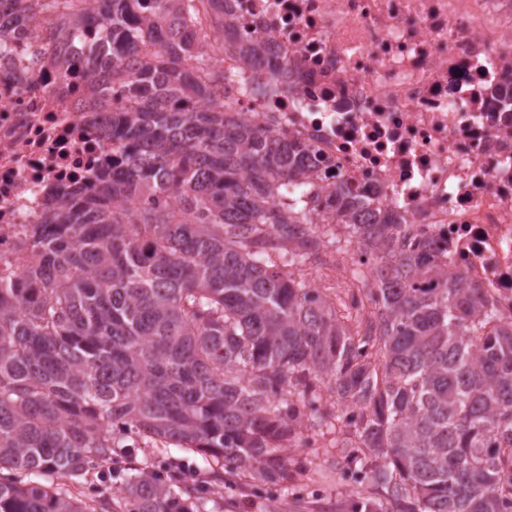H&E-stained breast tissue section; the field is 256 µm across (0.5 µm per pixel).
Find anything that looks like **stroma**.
<instances>
[{
	"label": "stroma",
	"instance_id": "obj_1",
	"mask_svg": "<svg viewBox=\"0 0 512 512\" xmlns=\"http://www.w3.org/2000/svg\"><path fill=\"white\" fill-rule=\"evenodd\" d=\"M337 453L332 434L318 436L314 447L290 449V461L304 462L305 467L285 491L223 484L209 473L201 456L176 448H138L132 456L118 460L116 466L157 472L170 462H184L196 471L198 483L208 487L210 499L221 512H361L362 505L371 502L373 496L367 485L355 483L343 464L337 463Z\"/></svg>",
	"mask_w": 512,
	"mask_h": 512
}]
</instances>
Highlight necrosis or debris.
I'll list each match as a JSON object with an SVG mask.
<instances>
[{"label": "necrosis or debris", "mask_w": 512, "mask_h": 512, "mask_svg": "<svg viewBox=\"0 0 512 512\" xmlns=\"http://www.w3.org/2000/svg\"><path fill=\"white\" fill-rule=\"evenodd\" d=\"M264 44L265 86L227 85L237 112L376 194L410 238L512 319V0H224ZM45 24L0 43V279L31 226L112 166V109L88 113L89 74L58 65Z\"/></svg>", "instance_id": "obj_1"}]
</instances>
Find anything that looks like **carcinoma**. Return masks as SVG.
I'll return each instance as SVG.
<instances>
[{
    "label": "carcinoma",
    "instance_id": "1",
    "mask_svg": "<svg viewBox=\"0 0 512 512\" xmlns=\"http://www.w3.org/2000/svg\"><path fill=\"white\" fill-rule=\"evenodd\" d=\"M56 2L0 0V42ZM74 3L56 38L91 41L62 67L92 111L125 99L120 160L50 200L0 280V512H217L175 473L130 468L110 503L52 479L173 446L286 489L285 443L325 429L389 512H512V320L358 189L317 221L305 148L224 100L197 0ZM328 242L376 263L342 320L284 271Z\"/></svg>",
    "mask_w": 512,
    "mask_h": 512
}]
</instances>
